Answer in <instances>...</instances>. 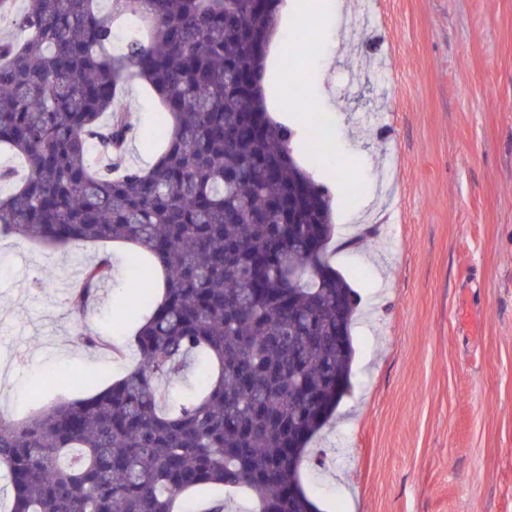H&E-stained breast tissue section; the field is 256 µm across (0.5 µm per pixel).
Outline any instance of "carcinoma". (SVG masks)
<instances>
[{
	"label": "carcinoma",
	"mask_w": 512,
	"mask_h": 512,
	"mask_svg": "<svg viewBox=\"0 0 512 512\" xmlns=\"http://www.w3.org/2000/svg\"><path fill=\"white\" fill-rule=\"evenodd\" d=\"M282 0H0V234L53 250L116 241L127 308H152L140 362L93 396L25 420L0 412L7 512H181L222 486L250 512H320L301 468L352 386L357 294L330 263L326 185L269 117L263 60ZM138 18L122 51L113 23ZM158 97L165 147L125 165V86ZM165 288L157 295L154 272ZM88 265L66 303L81 315L109 280ZM201 364L199 389L162 385Z\"/></svg>",
	"instance_id": "obj_1"
}]
</instances>
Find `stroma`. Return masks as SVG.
I'll return each instance as SVG.
<instances>
[{"instance_id": "1", "label": "stroma", "mask_w": 512, "mask_h": 512, "mask_svg": "<svg viewBox=\"0 0 512 512\" xmlns=\"http://www.w3.org/2000/svg\"><path fill=\"white\" fill-rule=\"evenodd\" d=\"M296 73L321 98L327 146L360 165L334 213L331 261L356 291L352 387L315 436L303 485L321 512H512V0H341ZM161 137L140 82L117 102ZM113 273L84 316L65 303L83 268ZM128 255L111 242L51 251L0 236V412L122 377L136 361L120 316ZM121 346L90 349L75 325Z\"/></svg>"}]
</instances>
